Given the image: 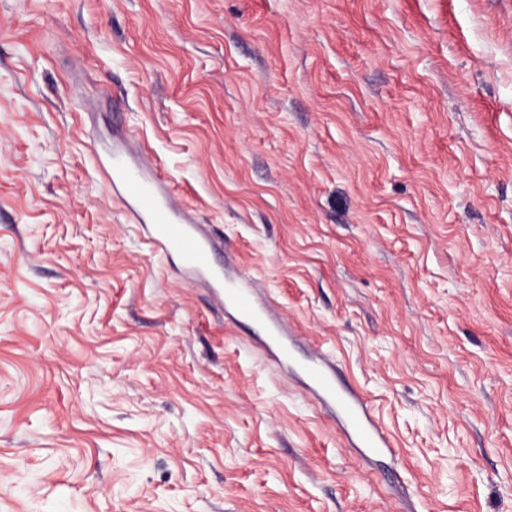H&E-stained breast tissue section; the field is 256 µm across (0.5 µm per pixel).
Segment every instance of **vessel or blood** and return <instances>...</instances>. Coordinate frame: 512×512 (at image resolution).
Instances as JSON below:
<instances>
[{
  "label": "vessel or blood",
  "instance_id": "obj_1",
  "mask_svg": "<svg viewBox=\"0 0 512 512\" xmlns=\"http://www.w3.org/2000/svg\"><path fill=\"white\" fill-rule=\"evenodd\" d=\"M101 167L127 212L145 225L152 253L178 260L184 275L206 285L221 306L262 325L269 358L288 368L314 400L330 412L349 447L365 460L395 455L396 445L374 416L368 400L344 382L324 353L316 352L305 363H294L291 350L298 343L297 337L257 297L249 275L241 271L233 274L212 264L211 257L220 250V243L196 223L188 210L175 203L158 175L119 146Z\"/></svg>",
  "mask_w": 512,
  "mask_h": 512
}]
</instances>
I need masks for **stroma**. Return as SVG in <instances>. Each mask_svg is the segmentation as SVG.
I'll return each mask as SVG.
<instances>
[{"mask_svg": "<svg viewBox=\"0 0 512 512\" xmlns=\"http://www.w3.org/2000/svg\"><path fill=\"white\" fill-rule=\"evenodd\" d=\"M116 143L395 459L151 254ZM0 512H512V0H0Z\"/></svg>", "mask_w": 512, "mask_h": 512, "instance_id": "obj_1", "label": "stroma"}]
</instances>
